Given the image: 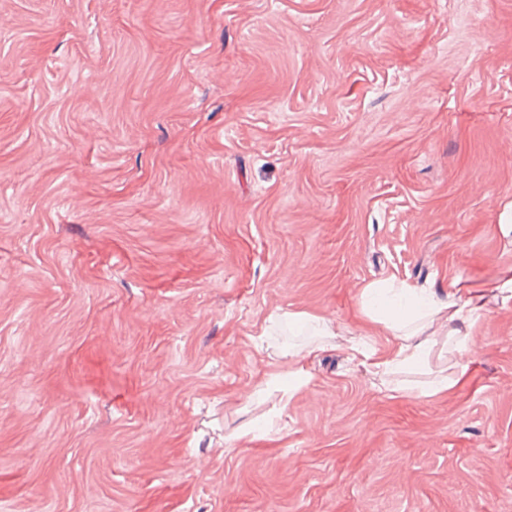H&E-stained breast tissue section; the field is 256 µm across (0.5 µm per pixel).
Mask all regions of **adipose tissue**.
Instances as JSON below:
<instances>
[{
    "label": "adipose tissue",
    "mask_w": 512,
    "mask_h": 512,
    "mask_svg": "<svg viewBox=\"0 0 512 512\" xmlns=\"http://www.w3.org/2000/svg\"><path fill=\"white\" fill-rule=\"evenodd\" d=\"M409 293L407 284L396 280L375 282L364 288L362 305L367 321L386 328L395 339V347L389 355L380 357L374 350L353 344L349 347L350 355L356 365L373 376L399 369L432 373V380L406 386L405 391L433 396L457 385L465 371L458 356L467 349L469 327L479 319L482 294L480 288L461 285L454 278L448 283L446 297L432 295L414 299L407 307L395 305V298ZM288 319L303 324L319 341L306 350L289 352L286 375L291 377V384H281L280 372L266 374V382L277 385L278 404L283 408L287 407L295 385L303 384L306 362L323 352L326 338L336 333L334 322L324 317L292 313Z\"/></svg>",
    "instance_id": "ef3b65f1"
}]
</instances>
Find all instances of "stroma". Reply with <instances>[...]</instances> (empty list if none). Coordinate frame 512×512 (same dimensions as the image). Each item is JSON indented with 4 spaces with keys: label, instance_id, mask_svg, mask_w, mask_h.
<instances>
[{
    "label": "stroma",
    "instance_id": "1",
    "mask_svg": "<svg viewBox=\"0 0 512 512\" xmlns=\"http://www.w3.org/2000/svg\"><path fill=\"white\" fill-rule=\"evenodd\" d=\"M510 204L512 0H0V512H512V302L445 394L347 350ZM274 311L336 324L277 417Z\"/></svg>",
    "mask_w": 512,
    "mask_h": 512
}]
</instances>
